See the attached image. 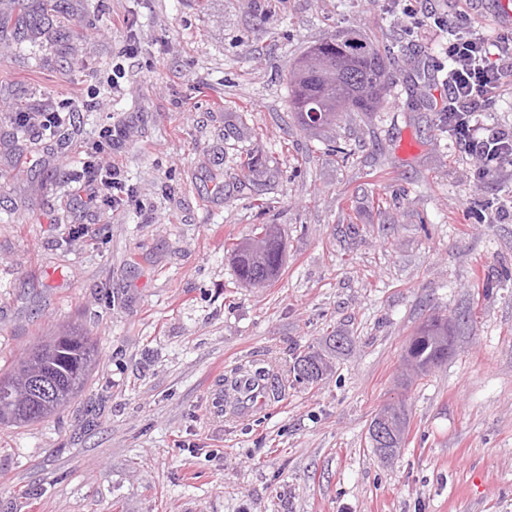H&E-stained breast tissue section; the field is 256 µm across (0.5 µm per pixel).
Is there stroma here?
I'll return each instance as SVG.
<instances>
[{"label":"stroma","mask_w":512,"mask_h":512,"mask_svg":"<svg viewBox=\"0 0 512 512\" xmlns=\"http://www.w3.org/2000/svg\"><path fill=\"white\" fill-rule=\"evenodd\" d=\"M28 11L0 0V369L61 325L99 362L57 415L0 425V512H512V166L474 180L440 120L447 33L406 30L396 0ZM347 29L389 51L387 103L303 131L288 68ZM46 106L72 125L25 133L18 113ZM86 158L121 169L123 208L80 205L63 173ZM260 224L285 267L250 287L227 249ZM435 313L454 351L402 388ZM333 335L331 372L295 381ZM244 364L278 396L240 419ZM400 399L387 461L368 428ZM392 412L389 414V412ZM385 418L390 419L392 425H394V436H392L389 432L387 441V444L385 445V448H388V451L386 454H383L378 451L375 447V444L370 436V428L373 423H382V420ZM371 425L369 427V438L372 444V447L375 449L376 453L379 454L382 458L386 459H392L396 456L398 453V450L402 447V444L404 442V435H405V428L407 423V413L405 409L404 403L398 402L396 404H390L386 406L384 409L380 410L375 417L371 421Z\"/></svg>","instance_id":"obj_1"}]
</instances>
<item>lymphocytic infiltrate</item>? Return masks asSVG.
Here are the masks:
<instances>
[{
    "instance_id": "1",
    "label": "lymphocytic infiltrate",
    "mask_w": 512,
    "mask_h": 512,
    "mask_svg": "<svg viewBox=\"0 0 512 512\" xmlns=\"http://www.w3.org/2000/svg\"><path fill=\"white\" fill-rule=\"evenodd\" d=\"M404 17L413 27L434 25L447 27L453 35L445 55L448 69L442 80L448 102L442 109V121L448 133L478 162L477 174L487 177L503 165L512 166V127H485L482 111L495 103L506 87L512 86V31L488 35L476 30L464 11L454 14L433 11L419 17L410 0L402 6ZM91 166L71 172V182L77 183L85 195L88 207H96L100 188L112 189L113 203H120V190L125 187L121 170L107 168L101 181H93Z\"/></svg>"
}]
</instances>
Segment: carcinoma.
<instances>
[{
  "label": "carcinoma",
  "instance_id": "cac0c4a2",
  "mask_svg": "<svg viewBox=\"0 0 512 512\" xmlns=\"http://www.w3.org/2000/svg\"><path fill=\"white\" fill-rule=\"evenodd\" d=\"M386 51L367 38L348 32L332 34L303 53L288 69L289 108L305 131L336 125L347 112H374L379 109L392 83ZM284 248L279 228L263 224L252 237L231 247V258L239 280L258 286L276 280L283 266ZM448 335V318L433 316L423 323L407 345L404 360L415 366L414 373L424 375L447 361L453 342ZM95 341L73 329L64 328L28 349L0 381L11 390L8 402L0 400V423L12 425L42 421L64 407L47 394L41 397L39 412L28 418L10 417L5 409L16 408L13 397L24 400L22 390L32 374L39 372L55 383L58 390L74 399L85 387L98 360ZM331 370L330 362L318 351L308 350L296 356L294 377L313 383ZM391 420L394 434L389 436L384 458L396 456L404 442L407 413L402 402L390 404L372 419L374 423Z\"/></svg>",
  "mask_w": 512,
  "mask_h": 512
}]
</instances>
